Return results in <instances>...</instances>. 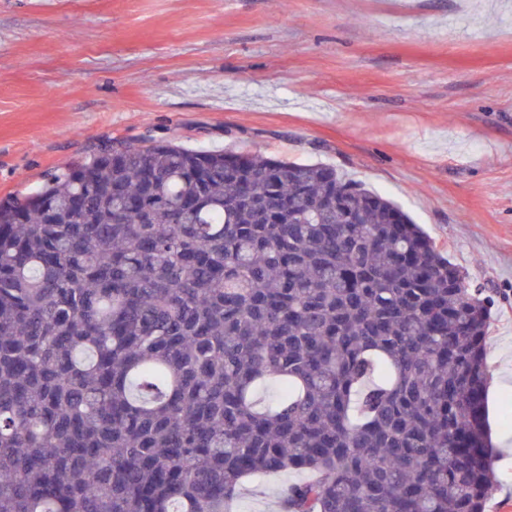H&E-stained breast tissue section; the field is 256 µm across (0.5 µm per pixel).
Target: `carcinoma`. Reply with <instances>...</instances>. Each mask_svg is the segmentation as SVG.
<instances>
[{
    "instance_id": "1",
    "label": "carcinoma",
    "mask_w": 512,
    "mask_h": 512,
    "mask_svg": "<svg viewBox=\"0 0 512 512\" xmlns=\"http://www.w3.org/2000/svg\"><path fill=\"white\" fill-rule=\"evenodd\" d=\"M490 316L332 167L108 143L0 202V512H484ZM296 475H281L263 484L247 483L233 512H280L279 489L282 484L296 479Z\"/></svg>"
}]
</instances>
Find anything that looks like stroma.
Here are the masks:
<instances>
[{
    "label": "stroma",
    "mask_w": 512,
    "mask_h": 512,
    "mask_svg": "<svg viewBox=\"0 0 512 512\" xmlns=\"http://www.w3.org/2000/svg\"><path fill=\"white\" fill-rule=\"evenodd\" d=\"M115 139L328 165L409 214L494 302L512 512V0H0V202Z\"/></svg>",
    "instance_id": "obj_1"
}]
</instances>
